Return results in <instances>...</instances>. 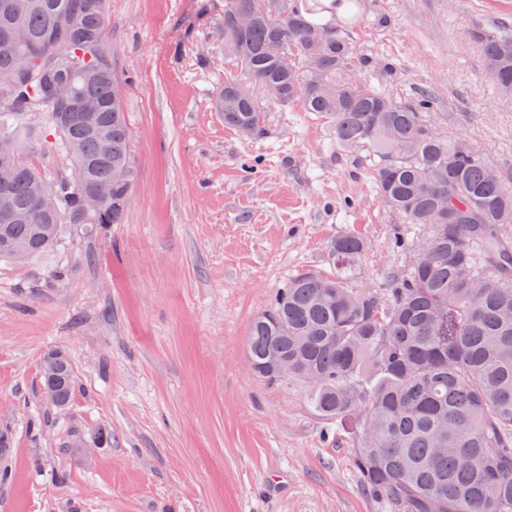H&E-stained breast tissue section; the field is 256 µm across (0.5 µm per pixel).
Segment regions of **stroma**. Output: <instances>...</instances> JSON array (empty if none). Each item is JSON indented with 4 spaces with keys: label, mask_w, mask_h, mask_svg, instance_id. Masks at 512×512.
<instances>
[{
    "label": "stroma",
    "mask_w": 512,
    "mask_h": 512,
    "mask_svg": "<svg viewBox=\"0 0 512 512\" xmlns=\"http://www.w3.org/2000/svg\"><path fill=\"white\" fill-rule=\"evenodd\" d=\"M356 39L398 95L432 90L444 134L487 149L512 185V98L485 76L468 25L507 0H372ZM105 41L135 167L124 223L66 232L0 260V512H387L360 482L351 422L307 387L248 365V331L289 277L332 275L330 242L366 244L360 283L383 285L395 218L360 155L328 124L258 94L266 135L226 127L213 100L224 0H105ZM65 352L66 409L41 360Z\"/></svg>",
    "instance_id": "stroma-1"
}]
</instances>
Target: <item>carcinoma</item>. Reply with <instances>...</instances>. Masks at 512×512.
Segmentation results:
<instances>
[{"instance_id": "obj_1", "label": "carcinoma", "mask_w": 512, "mask_h": 512, "mask_svg": "<svg viewBox=\"0 0 512 512\" xmlns=\"http://www.w3.org/2000/svg\"><path fill=\"white\" fill-rule=\"evenodd\" d=\"M71 13L81 27L68 28ZM368 21L365 0H224V56L247 81L224 82L215 108L224 124L265 134L257 84L286 106L327 122L336 146L363 152L381 201L397 218V264L383 286L357 285L364 241L345 233L332 244L336 275L288 279L253 322V371L310 390L313 410L330 420L358 417L355 468L392 512H512V188L484 149L450 139L431 123L434 97L393 96L362 78L387 71L384 57L357 55L353 36ZM25 29L29 41L3 34ZM486 73L512 96V13L473 26ZM0 195L17 218L0 220V241L30 257L53 250L64 225L96 235L124 221L135 180L131 135L104 41L103 0H0ZM61 83L97 100L85 124L67 123L54 97ZM38 109L42 125L29 121ZM112 137L103 142L99 130ZM61 151L71 174L49 177L27 158ZM56 183V207L33 211L43 185ZM99 183L112 195L88 211ZM58 403H70L74 373L65 354L42 374Z\"/></svg>"}]
</instances>
